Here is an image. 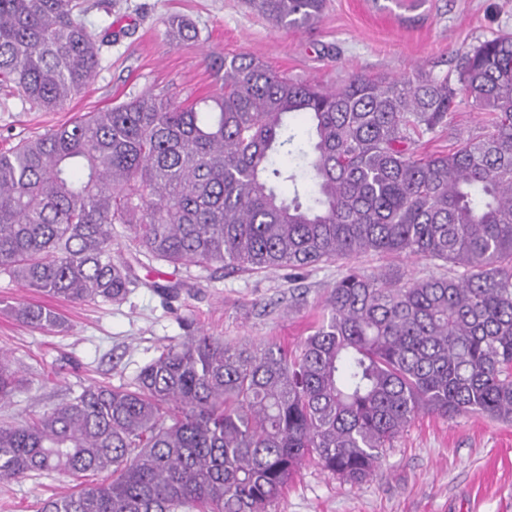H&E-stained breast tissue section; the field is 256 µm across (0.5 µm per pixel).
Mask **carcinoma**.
I'll list each match as a JSON object with an SVG mask.
<instances>
[{
    "mask_svg": "<svg viewBox=\"0 0 512 512\" xmlns=\"http://www.w3.org/2000/svg\"><path fill=\"white\" fill-rule=\"evenodd\" d=\"M247 3L283 29L325 6ZM86 13L82 0H0V82L44 112L80 95L100 65ZM166 28L173 42L198 37L179 16ZM218 70L219 90L188 105L145 92L1 152L0 275L73 303L121 302L145 282L116 255L115 224L173 266L303 270L366 254L456 274L351 266L292 349L187 336L125 387L90 384L1 425L0 484L76 481L40 512H266L307 461L363 483L421 414L512 420V33L464 53L454 82L356 74L329 90L246 54ZM461 92L489 130L421 153ZM301 114L306 142L290 128ZM13 314L60 325L46 305ZM15 389L0 354V402ZM108 468L110 483L82 481Z\"/></svg>",
    "mask_w": 512,
    "mask_h": 512,
    "instance_id": "1",
    "label": "carcinoma"
}]
</instances>
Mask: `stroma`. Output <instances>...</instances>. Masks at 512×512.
I'll list each match as a JSON object with an SVG mask.
<instances>
[{
    "mask_svg": "<svg viewBox=\"0 0 512 512\" xmlns=\"http://www.w3.org/2000/svg\"><path fill=\"white\" fill-rule=\"evenodd\" d=\"M85 2L89 29L98 35L112 30L94 79L53 112L0 89V152L139 93H212L221 81L204 61L208 54L251 53L288 77L336 89L355 73L398 78L419 67L452 79L460 53L512 31V0H423L411 13L400 0H327L314 25L288 31L252 12L245 0H106L107 14L94 9L95 0ZM172 16L193 22L198 39L169 41ZM485 121L459 99L428 151L482 134ZM351 265L368 273L397 266L409 279L449 273L439 262L372 255L299 272L227 273L153 262L138 268L144 285L123 302L52 300L63 325L51 332L14 319L11 306L44 297L0 275V352L21 378L0 406V425L25 421L92 383H128L165 346L191 334L296 344L320 318L327 290ZM159 283L179 284L178 296L163 301L155 290ZM72 489L71 479L58 475L0 484V512H38L43 500ZM267 512H512V422L418 416L366 482L352 485L308 464Z\"/></svg>",
    "mask_w": 512,
    "mask_h": 512,
    "instance_id": "1",
    "label": "stroma"
}]
</instances>
